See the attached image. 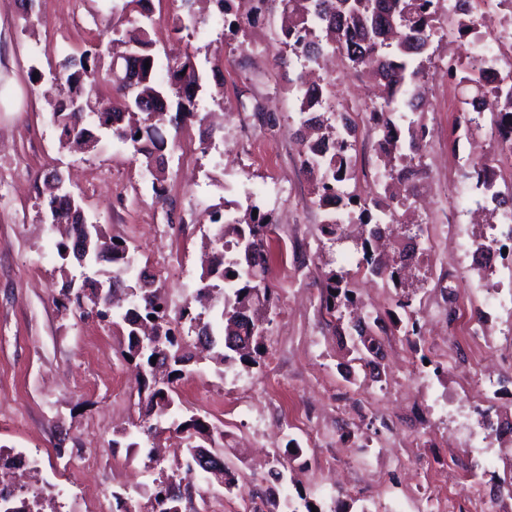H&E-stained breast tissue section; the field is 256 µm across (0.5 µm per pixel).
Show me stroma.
I'll list each match as a JSON object with an SVG mask.
<instances>
[{"instance_id": "35a3bbf8", "label": "stroma", "mask_w": 512, "mask_h": 512, "mask_svg": "<svg viewBox=\"0 0 512 512\" xmlns=\"http://www.w3.org/2000/svg\"><path fill=\"white\" fill-rule=\"evenodd\" d=\"M194 26L175 31L182 0H151L149 32L158 66L187 52L202 75V112H213L214 138H203L197 120L165 123L167 192L156 198L152 177L132 148L101 136L92 152L62 148L51 117L52 81L61 59L111 37L112 0H35L24 17L20 0H0V449L14 462L0 477L16 484L41 483L49 493L43 512H148L155 464L171 467L195 491L183 512H250L265 493L264 476L288 445L302 450L276 492L279 500L306 497L329 512H434L433 480L446 489L459 512H512L502 489L512 475V433L484 453L464 444L461 422L481 423L491 412L512 422V302L487 305V293L471 258L456 252L452 233L489 234L492 218L477 214L467 174L474 161L494 157L499 182L512 184V158L498 153L482 132L459 125L463 92L449 87L437 64L461 55L466 44L442 23L430 48L426 94L430 106L415 116L428 136L417 183L419 199L397 225L394 248L419 236L424 248L402 287L358 272L357 227H342L333 245L322 232L313 175L301 163L295 91L274 65L279 52L281 6L250 13V0H197ZM41 80H33L32 70ZM328 80L337 102L358 105L361 92L375 94L370 74L345 59ZM280 141L271 161L258 160L254 145ZM379 134L361 124L356 178L349 188L363 199L378 197ZM71 180L88 221L125 241L163 288L168 318L187 351L196 335L181 319L183 308L199 312L203 246L218 227L213 212L257 204L269 214L274 235L267 283L273 292L272 324L257 365L191 363L175 382L185 416L223 429L224 456L239 474L226 491L213 476L174 462L181 441L169 432L148 441L139 421L136 370L123 356L122 320L81 319L58 307L62 274L76 275L75 261H62L57 227L44 223L40 192L53 171ZM347 275L363 311L397 314L400 296L412 299L424 341L413 344L391 330L384 355L372 371L352 362L349 334L336 332L320 296L329 272ZM453 285L445 294L441 281ZM482 324L483 335L466 326ZM448 339L455 358L429 354L425 342ZM488 373L474 374L475 349ZM126 430L133 447L117 444ZM97 448V467L83 465V450Z\"/></svg>"}]
</instances>
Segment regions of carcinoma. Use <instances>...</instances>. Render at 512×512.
Masks as SVG:
<instances>
[{
  "mask_svg": "<svg viewBox=\"0 0 512 512\" xmlns=\"http://www.w3.org/2000/svg\"><path fill=\"white\" fill-rule=\"evenodd\" d=\"M439 0H281L282 15L286 20L281 26L280 43L286 52L277 56L280 66L302 60L303 67L319 63L322 56L340 51L353 66L366 62L375 64V82L382 111L373 112L370 120L382 132L380 151L384 164L391 166L390 179L404 185L405 195L385 197L372 201L380 213L395 216L396 208L410 205L414 197L411 180L412 166L421 163V150L425 139L422 126L409 119L414 112H423L429 106L420 92L421 83L428 77L427 63L431 62V40L439 16L435 4ZM493 0H456L452 13L457 16V33L463 37L474 26V17L490 12ZM113 61L132 59L142 67V79L136 84L125 82L122 70L112 71V78L101 86L97 75V49H87L80 55H70L59 63L57 81L61 86L60 97L53 104L52 116L61 130L65 143L77 144L92 140L102 130L130 145L134 153L145 158L146 165L156 169L152 189L156 197L165 193V166L161 151L166 140L161 129L168 107L176 104L177 115L197 117V93L200 74L188 53L170 59L166 75L156 76V53L150 38L145 14V0H120L112 5ZM495 61V54L484 44L471 42L466 52L443 66V74L458 85L472 86L475 95L464 101L465 130L470 133L489 127L490 136L500 150L512 151V71L498 74L492 83L485 82V69ZM298 100L297 114L301 127L315 131L316 137L303 143V164L316 173L315 195L319 207L332 204L360 207V216H369V208L356 194L347 192V182L354 178L355 151L359 123L351 117L350 108H336L332 102L329 84L304 83L303 73L297 72L288 79ZM492 96L497 110L484 124V112L476 109L475 102ZM493 160L486 159L471 165L469 179L479 191L477 205L493 202L490 212L507 220L512 213V188H500L491 167ZM48 196L45 221L66 227V235L58 243L62 259L68 258L71 239L79 233V223L84 215L78 198L68 207L59 201L61 195L46 185ZM255 205L247 206L244 215L230 224L222 222V215H211V222L220 224L218 241L224 236L234 237V249L225 256L224 249L214 257L207 272L202 274L205 288L222 304L219 327L192 315L184 309L182 318L195 325L197 333L211 337L210 348L220 364H256L263 349L264 331L270 324L272 292L266 283L268 270L267 240L271 220L264 214H253ZM370 233L361 243L362 266L359 270L390 280L399 277L408 268L406 250L398 253V260L386 266L372 254ZM91 249L100 254L112 252L115 270L108 280L122 285L129 248L98 231ZM129 308L122 314L126 325L128 344L125 358L140 360L146 376L138 389L141 415L139 428L148 438L158 430L155 420L170 416L174 431L186 435V447L181 452L194 457L212 454L216 447H223L224 431L208 421L191 416L185 420L176 417L173 398L174 382L182 377L189 358L168 327L166 309L155 281L137 276L129 287ZM55 302L65 309L71 307L84 315L82 299L71 290V280L65 278ZM354 303V296L344 277L331 272L325 286V309L341 326V308ZM155 319H150V316ZM152 328V336L159 344L160 357L151 362L152 355L139 349L143 325ZM385 332L380 316L369 318L365 329L357 332L360 348L356 359L364 367L374 365L381 350V333ZM210 474L231 491L238 486V473L227 467H214ZM155 492L150 512H182L183 502L192 493L181 487L173 476L158 472L154 479Z\"/></svg>",
  "mask_w": 512,
  "mask_h": 512,
  "instance_id": "1",
  "label": "carcinoma"
}]
</instances>
